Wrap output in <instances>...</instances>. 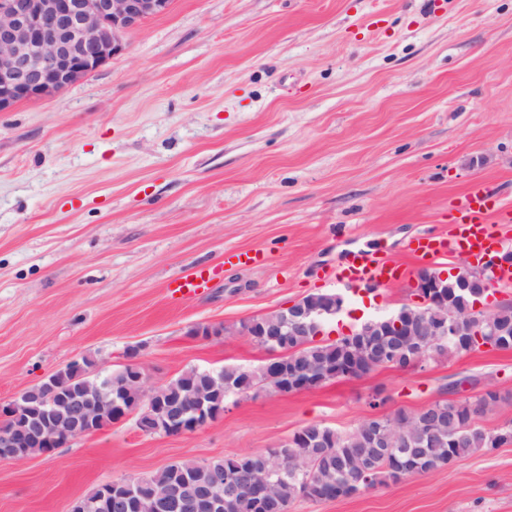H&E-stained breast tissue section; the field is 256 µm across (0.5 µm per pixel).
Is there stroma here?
<instances>
[{"instance_id":"obj_1","label":"stroma","mask_w":512,"mask_h":512,"mask_svg":"<svg viewBox=\"0 0 512 512\" xmlns=\"http://www.w3.org/2000/svg\"><path fill=\"white\" fill-rule=\"evenodd\" d=\"M123 51L51 96L0 112V401L74 360L140 352L149 385L270 354L242 321L312 293L346 302L323 333L415 303L411 278L350 288L358 247L396 256L449 230L469 189L512 203V0H172ZM260 253L243 266L235 252ZM199 264L209 288L168 282ZM220 323L224 333L192 336ZM502 399L512 348L448 354L316 388L232 395L185 436L135 416L21 461L0 459V512H71L107 482L263 451L309 424L340 432L440 399ZM289 512H512V445ZM211 270L208 266H195L187 273L173 278L167 285L173 297L189 299L209 288Z\"/></svg>"}]
</instances>
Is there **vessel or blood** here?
<instances>
[{
  "label": "vessel or blood",
  "instance_id": "1",
  "mask_svg": "<svg viewBox=\"0 0 512 512\" xmlns=\"http://www.w3.org/2000/svg\"><path fill=\"white\" fill-rule=\"evenodd\" d=\"M493 224H512V205L498 202L484 184H476L466 195L450 233L423 235L415 241L412 253L422 257H444L453 248L471 258L482 259L499 243L489 230ZM340 268V280L370 287L391 286L407 272L404 262L371 250L349 253ZM210 281V268L196 266L172 279L167 288L172 296L189 299L208 288Z\"/></svg>",
  "mask_w": 512,
  "mask_h": 512
}]
</instances>
